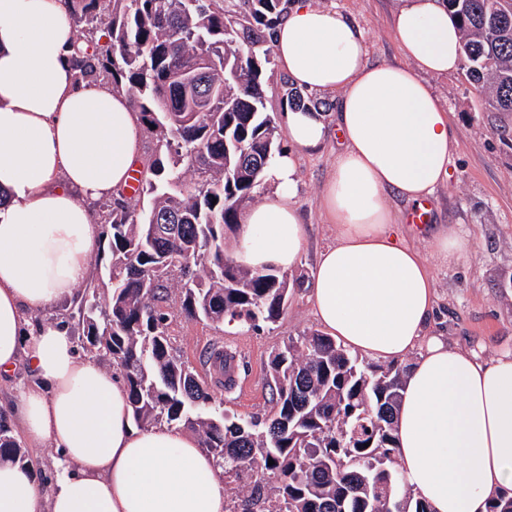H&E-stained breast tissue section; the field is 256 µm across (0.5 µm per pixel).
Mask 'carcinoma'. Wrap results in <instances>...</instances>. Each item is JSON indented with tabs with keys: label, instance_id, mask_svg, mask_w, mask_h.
<instances>
[{
	"label": "carcinoma",
	"instance_id": "1",
	"mask_svg": "<svg viewBox=\"0 0 512 512\" xmlns=\"http://www.w3.org/2000/svg\"><path fill=\"white\" fill-rule=\"evenodd\" d=\"M461 32L471 83L485 87L512 141V10L505 0H443ZM289 0H68L76 80L125 95L151 153L138 186L93 206L103 247L79 301L63 307L81 348L124 375L132 421L198 434L224 478L250 487L229 512H430L405 486L394 417L407 367L367 362L311 332L273 353L274 408L248 420L224 410L173 346V319L275 325L303 281L224 252L284 151L266 109L270 31ZM235 387L230 349L209 354ZM29 470L0 419V460ZM274 464H268V461Z\"/></svg>",
	"mask_w": 512,
	"mask_h": 512
}]
</instances>
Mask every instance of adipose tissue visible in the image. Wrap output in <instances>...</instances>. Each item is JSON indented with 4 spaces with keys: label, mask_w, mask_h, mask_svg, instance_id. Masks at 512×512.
<instances>
[{
    "label": "adipose tissue",
    "mask_w": 512,
    "mask_h": 512,
    "mask_svg": "<svg viewBox=\"0 0 512 512\" xmlns=\"http://www.w3.org/2000/svg\"><path fill=\"white\" fill-rule=\"evenodd\" d=\"M400 65L369 63L360 29L315 0H292L271 35L298 87L335 94V113L284 108L287 149L276 192L243 211L236 258L287 271L307 227L294 197L296 160L340 145L322 193L336 241L311 276L322 330L383 362L415 355L396 420L405 484L431 512H487L512 491V355L480 360L431 333L437 293L422 253L393 232L389 195L430 202L448 179V110L430 86L455 72L460 33L441 0H400ZM67 0H0V384L26 371L19 428L60 451L49 495L0 461V512H225L229 489L199 440L131 424L122 376L82 355L64 321L41 314L72 302L100 247L91 205L128 184L141 159L142 122L128 99L76 83ZM433 255L471 250L456 225L427 231Z\"/></svg>",
    "instance_id": "ef3b65f1"
}]
</instances>
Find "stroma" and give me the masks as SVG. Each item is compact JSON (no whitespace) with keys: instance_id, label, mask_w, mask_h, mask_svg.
Returning a JSON list of instances; mask_svg holds the SVG:
<instances>
[{"instance_id":"35a3bbf8","label":"stroma","mask_w":512,"mask_h":512,"mask_svg":"<svg viewBox=\"0 0 512 512\" xmlns=\"http://www.w3.org/2000/svg\"><path fill=\"white\" fill-rule=\"evenodd\" d=\"M344 13L363 32L371 62L398 64L404 57L393 25L399 0H319ZM448 108L456 141L450 177L430 204V221L454 224L472 241L469 255L455 265L436 258L428 264L435 276L440 313L435 331L450 344L482 358L512 353V147L497 134L500 115L484 90L472 86L464 70L431 78ZM332 150L302 157L295 201L307 224V243L292 268L310 279L319 252L336 240V227L324 223L321 194L332 173ZM309 288L295 291L285 314L273 328L253 331L230 324L214 329L174 319L175 346L192 364H200L209 345L222 340L236 352L237 384L224 393V408L243 419L271 413L266 371L275 348L291 336L317 331Z\"/></svg>"}]
</instances>
